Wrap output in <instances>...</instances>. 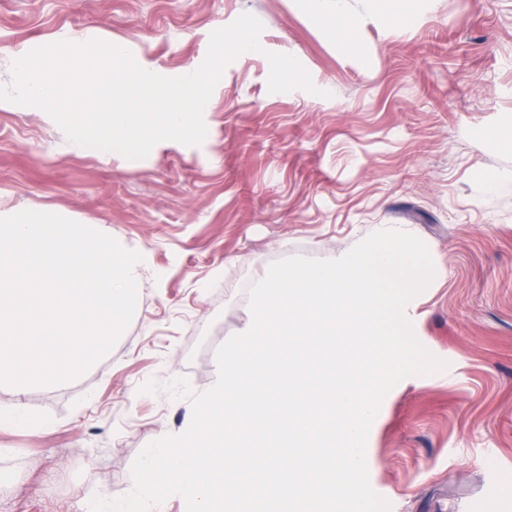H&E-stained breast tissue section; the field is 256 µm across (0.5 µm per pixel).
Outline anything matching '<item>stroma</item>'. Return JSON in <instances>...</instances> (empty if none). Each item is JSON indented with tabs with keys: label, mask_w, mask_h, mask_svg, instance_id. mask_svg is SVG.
<instances>
[{
	"label": "stroma",
	"mask_w": 512,
	"mask_h": 512,
	"mask_svg": "<svg viewBox=\"0 0 512 512\" xmlns=\"http://www.w3.org/2000/svg\"><path fill=\"white\" fill-rule=\"evenodd\" d=\"M244 13L263 23V50L226 65L201 145L105 156L47 113L0 107V211L47 207L144 259L109 354L21 399L0 389L1 407L53 421L0 431V512H87L90 490L129 494L140 452L185 429L192 401L168 382L215 383L258 273L384 230L430 250L435 277L406 312L448 366L382 400L370 484L391 512H512V0H0V84L18 55L92 39L182 76ZM269 51L295 56L316 93L269 92Z\"/></svg>",
	"instance_id": "stroma-1"
}]
</instances>
